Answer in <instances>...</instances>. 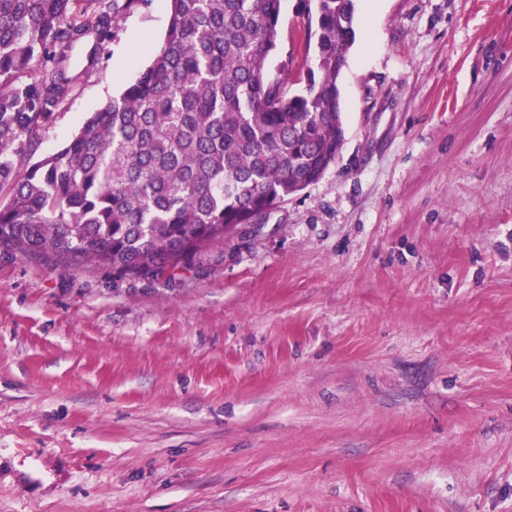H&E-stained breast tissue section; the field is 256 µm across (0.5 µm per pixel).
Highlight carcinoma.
Returning <instances> with one entry per match:
<instances>
[{
	"mask_svg": "<svg viewBox=\"0 0 512 512\" xmlns=\"http://www.w3.org/2000/svg\"><path fill=\"white\" fill-rule=\"evenodd\" d=\"M167 2L150 63L36 159L40 132L73 96V46L89 33L101 45L153 0H0L1 250L157 279L335 163L356 0H300L315 42L300 93L265 67L281 0Z\"/></svg>",
	"mask_w": 512,
	"mask_h": 512,
	"instance_id": "cac0c4a2",
	"label": "carcinoma"
}]
</instances>
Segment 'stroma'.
<instances>
[{"label": "stroma", "mask_w": 512, "mask_h": 512, "mask_svg": "<svg viewBox=\"0 0 512 512\" xmlns=\"http://www.w3.org/2000/svg\"><path fill=\"white\" fill-rule=\"evenodd\" d=\"M168 23L77 45L38 155ZM339 83L335 163L191 270L0 250V512H512V0H357Z\"/></svg>", "instance_id": "stroma-1"}]
</instances>
